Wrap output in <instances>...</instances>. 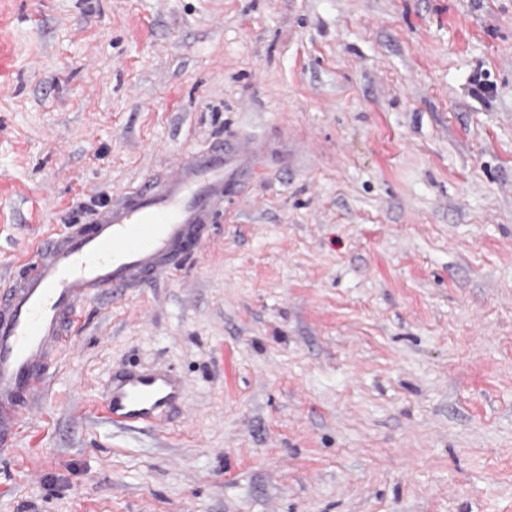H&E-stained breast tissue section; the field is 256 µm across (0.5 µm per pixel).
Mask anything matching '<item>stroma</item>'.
<instances>
[{
    "label": "stroma",
    "mask_w": 512,
    "mask_h": 512,
    "mask_svg": "<svg viewBox=\"0 0 512 512\" xmlns=\"http://www.w3.org/2000/svg\"><path fill=\"white\" fill-rule=\"evenodd\" d=\"M233 138L195 258L82 304L0 512H512V0H0V281ZM155 369L182 403L112 424ZM179 379L169 371L115 374L103 388L100 405L116 424L151 422L181 401Z\"/></svg>",
    "instance_id": "obj_1"
}]
</instances>
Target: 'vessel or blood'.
Returning <instances> with one entry per match:
<instances>
[{"mask_svg":"<svg viewBox=\"0 0 512 512\" xmlns=\"http://www.w3.org/2000/svg\"><path fill=\"white\" fill-rule=\"evenodd\" d=\"M254 166L251 143L215 144L36 247L0 289V455L10 452L42 398L80 305L170 274L200 251L224 208L228 179ZM182 397L168 371L122 372L103 388L100 405L113 423L126 425L159 418Z\"/></svg>","mask_w":512,"mask_h":512,"instance_id":"vessel-or-blood-1","label":"vessel or blood"}]
</instances>
